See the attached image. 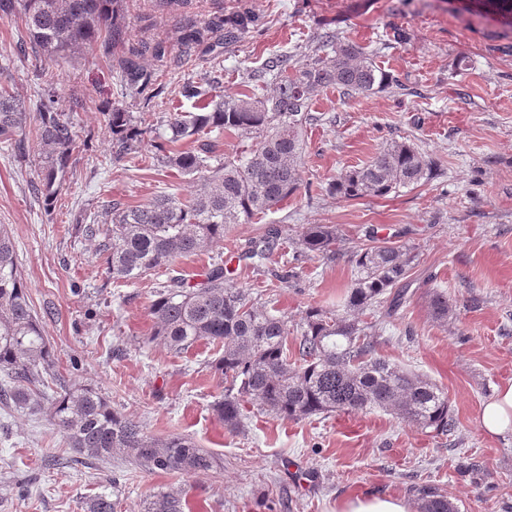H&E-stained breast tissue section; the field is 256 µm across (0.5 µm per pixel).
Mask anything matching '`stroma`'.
<instances>
[{"label": "stroma", "instance_id": "obj_1", "mask_svg": "<svg viewBox=\"0 0 512 512\" xmlns=\"http://www.w3.org/2000/svg\"><path fill=\"white\" fill-rule=\"evenodd\" d=\"M123 9L125 39L111 54L60 65L21 53V21L0 19L5 85L32 108L52 84L58 110L79 135L94 136L49 211L32 194L33 168L0 143V224L12 231L55 353L56 386H91L148 435L189 436L220 466L198 476L81 457L45 415L0 404V512H84L99 495L117 512H143L153 495L171 491L185 494L189 512H336L369 494L412 504L413 486L424 484L459 512H512V432L492 435L479 421L496 388L512 382V12L496 0H188L175 15L158 0H123ZM239 15L249 17L246 29L229 37L217 29ZM397 29L404 41H394ZM325 33L371 55L400 88L353 98L332 88L316 93L301 167L311 192L230 225L223 241L173 268L196 284L223 262L234 283L293 327L312 307L342 312L353 251L411 248L406 303L392 314L375 306L362 319L383 327L372 338L378 356L447 394L456 425L444 434L380 410L287 420L248 402L242 427L227 428L214 409L224 385L210 369L213 346L201 341L178 354L152 337L150 306L166 274L113 283L95 242L75 231L99 219L105 201L185 200L196 188L155 167L151 149L112 159L106 112L143 105L122 93L124 57L138 52L154 75L156 114L192 112L183 84L212 81L229 97L264 94L268 58L302 63ZM391 140L414 143L437 162L438 175L384 197L325 193L331 179ZM308 224L335 226L336 258L301 257L288 287H275L274 271ZM435 290L455 309L444 323L429 312ZM466 460L477 473H459Z\"/></svg>", "mask_w": 512, "mask_h": 512}]
</instances>
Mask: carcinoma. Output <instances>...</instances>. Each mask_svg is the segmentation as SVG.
Instances as JSON below:
<instances>
[{"instance_id":"cac0c4a2","label":"carcinoma","mask_w":512,"mask_h":512,"mask_svg":"<svg viewBox=\"0 0 512 512\" xmlns=\"http://www.w3.org/2000/svg\"><path fill=\"white\" fill-rule=\"evenodd\" d=\"M121 0H0V18H22L35 57L66 63L102 43L107 50L124 40ZM128 95H142L147 81L136 62L121 60ZM273 88L263 98L226 99L198 85L181 93L198 99V111L170 112L154 125V113L120 107L106 113V133L117 159L139 154L145 136L157 164L192 178L197 188L181 201L157 195L136 206L104 208L100 224H78L88 238H99L112 280H139L169 268L178 257L194 254L224 239L231 224H240L275 208L301 188L304 131L314 121L312 98L335 88L346 97L369 95L405 86L355 46L334 35L321 38L308 61L291 64L280 55L267 64ZM254 135L245 154L227 155L217 164L213 132ZM37 146L32 190L46 210L57 199L79 155L89 147L73 123L57 111L51 91L43 90L35 111L0 86V142L17 161L29 162L28 140ZM433 163L412 143L392 141L366 164L331 180L326 191L345 199L385 197L431 178ZM336 228L307 224L295 248L302 253L336 255ZM413 256L400 246L371 245L354 252L356 275L344 293L343 314L312 308L288 346V321L254 302L215 262L198 288L170 276L151 306L153 336L176 352L206 340L222 353L211 369L224 380V399L217 412L231 429L241 426V402L289 420L341 411L379 409L421 429L446 431L453 425L448 396L422 375L374 355L372 332L358 314L392 292L390 307L402 304ZM434 319L453 315L448 296L429 298ZM55 358L30 302L19 270L11 233L0 225V394L15 407L45 414L69 447L88 457L109 461L119 456L148 471L209 474L218 462L207 449L185 435L156 439L135 420L112 409L92 388L70 385L50 390ZM418 512H458L448 496L431 485L413 488ZM180 493H159L145 512H183Z\"/></svg>"}]
</instances>
